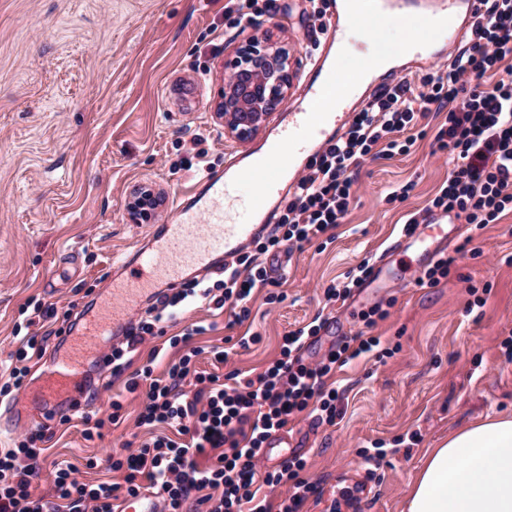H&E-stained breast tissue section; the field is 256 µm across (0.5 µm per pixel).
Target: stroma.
Here are the masks:
<instances>
[{
    "label": "stroma",
    "instance_id": "35a3bbf8",
    "mask_svg": "<svg viewBox=\"0 0 512 512\" xmlns=\"http://www.w3.org/2000/svg\"><path fill=\"white\" fill-rule=\"evenodd\" d=\"M226 0H0V387L8 380L17 336L25 335L29 301L55 304L51 335L42 359L32 360L24 387L0 403V448L23 440L11 403L26 400L41 372L68 351L67 331L80 307L108 293L121 275L113 258L148 246L150 230L167 224L181 195L198 189L197 170L176 169L204 137L212 169L234 152L266 142L265 131L240 143L224 134L217 114L224 59L248 33L224 17ZM279 11L261 17L258 34L282 45L303 73L325 50L310 36L306 0H277ZM411 36L399 23L357 32L342 59L385 48L405 64L401 51ZM445 113L421 119L426 138L404 156L369 161L355 199L335 229L333 242L293 249L283 265L280 304L266 305V289L254 292L252 315L230 325L228 312L194 306L169 327L180 333L206 325L195 342L199 369L256 374L279 353V341L313 318L323 325L303 356L316 362L338 341L371 331L393 354L385 362L359 360L336 375L346 388L337 425H318L306 415L285 428L289 447L308 460L318 490L302 512H327L343 489L356 491L358 512H404L405 501L427 454L449 435L485 418L512 415V213L471 231L465 219L446 220L448 241L470 252L454 274L437 286L418 280L433 264L426 245L397 253L408 217L425 221L426 205L448 178L444 155L433 154L431 136ZM151 184L163 202L147 224L133 223L127 204L134 186ZM405 197L388 200L396 185ZM389 254L386 287L361 290L345 302L327 304L324 290L343 280L364 259ZM386 319L366 328L362 315L375 306ZM258 335L249 348L218 364L207 346L226 336ZM126 378L104 370L87 413L104 420L101 437L88 440L80 419L50 421L49 460L78 466L85 482L119 484L106 457L138 431L142 407L128 393ZM124 404V421H107L113 397ZM383 444L386 455L367 465L362 449ZM98 466L86 468V458Z\"/></svg>",
    "mask_w": 512,
    "mask_h": 512
}]
</instances>
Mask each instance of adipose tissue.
<instances>
[{"label": "adipose tissue", "instance_id": "obj_1", "mask_svg": "<svg viewBox=\"0 0 512 512\" xmlns=\"http://www.w3.org/2000/svg\"><path fill=\"white\" fill-rule=\"evenodd\" d=\"M404 512H512V417L487 419L433 449Z\"/></svg>", "mask_w": 512, "mask_h": 512}]
</instances>
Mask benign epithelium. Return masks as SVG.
Segmentation results:
<instances>
[{
    "mask_svg": "<svg viewBox=\"0 0 512 512\" xmlns=\"http://www.w3.org/2000/svg\"><path fill=\"white\" fill-rule=\"evenodd\" d=\"M291 55L282 46L252 35L224 61L219 117L224 132L251 139L278 110L292 87Z\"/></svg>",
    "mask_w": 512,
    "mask_h": 512,
    "instance_id": "7a95c632",
    "label": "benign epithelium"
}]
</instances>
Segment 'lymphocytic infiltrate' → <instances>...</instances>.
<instances>
[{"mask_svg":"<svg viewBox=\"0 0 512 512\" xmlns=\"http://www.w3.org/2000/svg\"><path fill=\"white\" fill-rule=\"evenodd\" d=\"M466 43L451 61L436 64L419 81L400 78L380 85L348 128L333 136L307 162L289 189L269 229L256 237L255 254L237 255L213 284L199 279L183 288L159 291L143 314L130 320L124 346L105 356L122 374L126 351L147 339H166L181 355L166 375L154 373L160 347L148 364L127 377L128 392H143L138 426L168 425L174 436L158 435L112 454L113 470L123 472L129 496L150 491L160 512H183L192 493H201L206 512H301L316 489L302 457L289 459L274 473H260L262 448L272 432L305 413L319 424L335 425L343 415L344 393L327 381L341 367L364 357L390 356L380 337L356 336L340 342L320 361L305 362L302 350L317 324L289 331L280 352L256 377L233 370L226 377L196 369L194 336L205 328L167 336V324L184 313L187 300L202 297L215 308H230L235 323L251 314L253 289L278 286L266 265L287 246L318 240L341 223L354 197L357 175L370 158H392L410 151L411 131L430 111H447L434 142L449 166L448 181L430 208L465 218L484 228L512 212V0H481L468 22ZM44 429L27 432L18 447L0 453V512H115L112 488L80 482L74 466L47 464ZM49 470L48 489L33 482ZM287 486L288 498L272 505L261 486Z\"/></svg>","mask_w":512,"mask_h":512,"instance_id":"lymphocytic-infiltrate-1","label":"lymphocytic infiltrate"}]
</instances>
